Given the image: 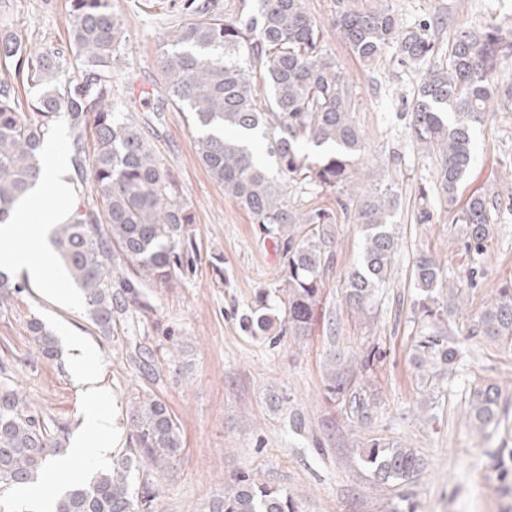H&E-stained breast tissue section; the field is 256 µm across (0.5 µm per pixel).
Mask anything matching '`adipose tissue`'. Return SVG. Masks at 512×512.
<instances>
[{
    "label": "adipose tissue",
    "instance_id": "obj_1",
    "mask_svg": "<svg viewBox=\"0 0 512 512\" xmlns=\"http://www.w3.org/2000/svg\"><path fill=\"white\" fill-rule=\"evenodd\" d=\"M41 155L43 167L35 189L17 206L10 222L0 225V266L26 269L34 284L62 302L66 296L56 288L58 278L47 246V230L74 208L76 200L61 147L53 142L43 143ZM48 190L55 199L51 208L44 199ZM18 239L23 242L19 248L14 245ZM72 343L77 351L73 367L84 385L86 403L82 416L83 434L74 441L65 463L66 469L76 471L93 458L105 457L109 452L112 421L102 409L107 394L98 384V369L93 356L86 351L82 337L73 336Z\"/></svg>",
    "mask_w": 512,
    "mask_h": 512
}]
</instances>
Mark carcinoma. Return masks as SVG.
<instances>
[{
    "label": "carcinoma",
    "instance_id": "carcinoma-1",
    "mask_svg": "<svg viewBox=\"0 0 512 512\" xmlns=\"http://www.w3.org/2000/svg\"><path fill=\"white\" fill-rule=\"evenodd\" d=\"M334 25L353 54L369 63L396 47L398 63L419 65L435 52L431 39L405 31L390 0L368 8L341 9ZM69 36L82 81L64 86L59 73L64 54L52 47L32 51L13 33L8 14H0V63L16 61L27 69V83L37 89L32 111H18L8 84H0V224L34 184L42 168L40 147L62 112L75 119V163L82 165L87 143L82 118L91 121L94 206L78 207L58 224L52 242L67 278L80 289L91 320L104 335L129 306L149 309L137 285L169 283L179 264L178 245L191 234L194 215L181 187L162 162L153 131L127 114L113 111L112 67L121 56L123 33L112 0H71ZM321 27L305 0H258L256 15L238 22L201 6L158 49L161 106L189 114L198 130L197 155L211 178L263 227L282 259L286 299L269 304L260 293L241 316L254 338L275 332L308 336L316 325L324 275L336 255L334 215L325 208L301 211L288 205L282 185L258 162L251 149L256 135L265 141L279 173L300 177L325 191H336L338 205L350 201L361 225L362 250L351 270L346 300L358 311L370 308L389 283L398 250L397 196L390 185L358 187L354 174L364 155L352 112V85L336 57L323 49ZM512 42L500 29L464 30L451 48L448 65L423 76L411 114L412 137L440 157L438 188L449 205L474 160L472 129L492 103L512 108V83H495ZM268 89L259 104L257 83ZM328 147L316 163L302 153L300 141ZM512 205L498 196L475 194L457 209L453 222L466 226V249L482 257L491 239L495 214ZM136 271L124 293L113 290L119 262ZM442 268L428 255L415 262L421 315L415 368L449 365L458 350L448 340V315L462 289L439 298ZM28 331L38 352L58 355L55 339L41 323ZM496 340L512 346V287L497 294L470 322L467 338ZM357 374L331 371L328 398L349 396L359 421L369 418L367 393L355 388ZM468 426L479 434L496 429L505 413L501 387L480 381L466 388ZM128 447L112 458V468L67 486L55 498L54 512H153L158 490L151 476L170 468L183 448L180 424L157 394L142 390L130 400ZM64 429L40 421L30 403L11 387L0 386V487L35 481L62 448ZM361 460L379 485L406 483L423 469L415 449L373 439ZM209 512H296L283 489L239 474L212 500Z\"/></svg>",
    "mask_w": 512,
    "mask_h": 512
}]
</instances>
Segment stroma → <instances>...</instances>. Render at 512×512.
Returning a JSON list of instances; mask_svg holds the SVG:
<instances>
[{
  "label": "stroma",
  "instance_id": "obj_1",
  "mask_svg": "<svg viewBox=\"0 0 512 512\" xmlns=\"http://www.w3.org/2000/svg\"><path fill=\"white\" fill-rule=\"evenodd\" d=\"M189 0H112L122 22L124 53L112 70L119 110L151 120L153 142L179 181L195 215L194 239L180 246L182 264L168 286L143 290L148 310L130 307L103 337L90 320L76 287L69 305L33 287L25 274L8 269L16 291L0 299V385L18 388L40 418L59 423L66 440L79 433L82 385L71 367L66 341L77 331L97 358L98 379L109 394L115 448L128 444L126 412L133 393L159 394L177 416L184 448L173 468L156 479L155 512H207L210 501L239 472L283 488L297 512H512V474L503 475L497 449H512V418L492 438L473 432L464 418L469 382L491 380L503 389L512 415V350L482 338L461 339L463 354L448 371L419 377L413 367L418 339L413 265L429 254L443 267L464 301L452 327L462 330L497 288L512 284V212L503 211L480 261L465 248V228L438 191L439 158L411 136L409 119L424 67L398 65L394 50L363 65L333 26L337 4L366 8L377 0H307L322 28L324 48L336 56L355 93L354 119L365 147L359 184L393 185L399 251L379 305L363 314L345 301L348 274L362 245L354 212L336 195L284 179L291 206L333 211L337 259L325 278L322 315L310 336L257 340L240 326L241 315L261 291L284 287L283 268L261 227L214 182L201 165L185 113L156 111L157 48L188 11ZM400 26L424 33L437 45L432 66L448 61L467 26L512 29V0H391ZM70 0H10L12 30L30 49L69 51ZM474 163L459 200L472 193L512 196V112L489 113L475 124ZM42 322L58 342L46 360L27 325ZM140 343L153 355L143 373L129 357ZM372 354L365 380L372 418L359 423L347 400L329 401L331 368H347ZM305 418L302 434L291 413ZM415 448L425 468L410 484H376L359 458L369 439Z\"/></svg>",
  "mask_w": 512,
  "mask_h": 512
}]
</instances>
